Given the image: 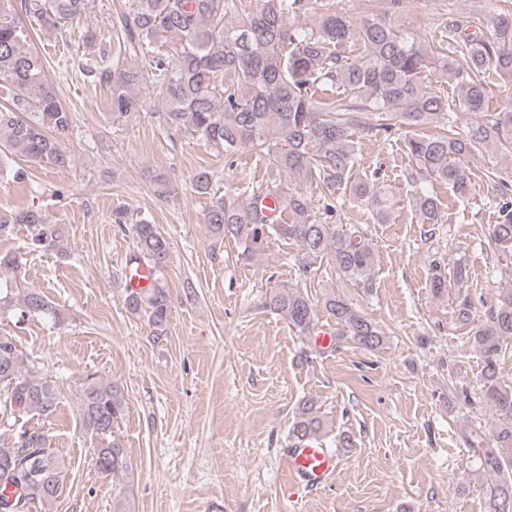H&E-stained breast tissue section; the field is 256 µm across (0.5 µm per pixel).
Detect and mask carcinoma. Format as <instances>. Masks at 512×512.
Returning a JSON list of instances; mask_svg holds the SVG:
<instances>
[{"instance_id": "1", "label": "carcinoma", "mask_w": 512, "mask_h": 512, "mask_svg": "<svg viewBox=\"0 0 512 512\" xmlns=\"http://www.w3.org/2000/svg\"><path fill=\"white\" fill-rule=\"evenodd\" d=\"M90 0H0V85L9 97L0 104V153L21 155L30 162L45 160L59 168L70 163L65 151L73 117L45 74L42 58L24 50L36 29L55 28L81 17ZM323 0H256L249 10L243 0H133L120 34L115 62L85 71L108 85L112 120L131 117L140 109L139 88L159 84L163 121L170 130H185L230 158L250 148L282 174H295L301 186L284 190L276 184L245 187L248 202L212 198L205 223L221 237L232 238L248 259L276 241H290L312 258L330 257L331 273L369 290L374 250L354 227L331 223L337 212L335 190L345 184L352 195L387 222L393 192L362 177L354 136L402 132L411 162L405 176L410 201L429 221L439 219L438 203L420 184L436 177L464 201L472 193L465 160L479 147L512 145V106L489 112L483 75L494 69L512 76V13L488 7L469 16L442 15L440 34H421L387 13L355 20L341 10H323ZM316 15L307 29L297 24L304 14ZM146 48L151 55L141 68L125 66L129 49ZM358 46L354 56L348 49ZM452 74L459 88L450 99L435 86L438 72ZM477 116L464 128L453 113ZM215 173L197 171L196 191L208 193ZM324 194V217L313 213L312 193ZM500 221L492 239L512 243V200L496 187ZM275 196L281 210L272 218L261 198ZM28 227V248L64 251L69 229L52 224L39 208L0 220V235L11 224ZM138 260L156 268L170 256V243L157 225H134ZM127 310L145 315L155 327L167 324L169 293L155 287L129 294ZM265 308L288 321L301 334L314 329L316 309L297 289H271ZM336 318L339 334L351 337L366 351L385 343L378 325L341 297L325 302ZM19 316H53L55 310L36 290L16 307ZM483 363L479 398L493 411L490 430L475 427L466 438L480 468L493 477L485 487L486 512H512V385L501 382V357L512 345V287L496 295L489 317L473 335ZM60 391L39 375L23 352L0 336V406L14 418L55 415ZM125 398L113 383L90 382L83 392L79 416L94 443V465L105 476L132 473V462L114 427L123 418ZM323 429L317 401L301 402L288 430V441L315 437ZM65 461L51 450L43 426L12 429L0 443V486L11 485L13 498L0 497V512H35L54 504L64 492Z\"/></svg>"}]
</instances>
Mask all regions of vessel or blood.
<instances>
[{
  "mask_svg": "<svg viewBox=\"0 0 512 512\" xmlns=\"http://www.w3.org/2000/svg\"><path fill=\"white\" fill-rule=\"evenodd\" d=\"M156 272L139 261L127 264L124 287L130 293H143L152 288ZM340 463L337 454L318 439L297 442L285 455V468L290 482L304 488H317L332 482Z\"/></svg>",
  "mask_w": 512,
  "mask_h": 512,
  "instance_id": "vessel-or-blood-1",
  "label": "vessel or blood"
}]
</instances>
